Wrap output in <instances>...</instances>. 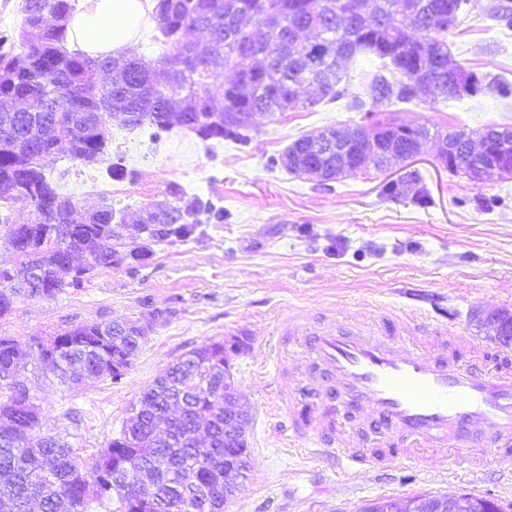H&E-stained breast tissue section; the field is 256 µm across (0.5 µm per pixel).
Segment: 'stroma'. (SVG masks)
<instances>
[{"label": "stroma", "mask_w": 512, "mask_h": 512, "mask_svg": "<svg viewBox=\"0 0 512 512\" xmlns=\"http://www.w3.org/2000/svg\"><path fill=\"white\" fill-rule=\"evenodd\" d=\"M499 3L512 6V0H467L447 40L467 71L512 84V26L491 13ZM372 109L373 120L428 128L421 155L394 175L349 173L327 189L268 161L304 134L364 124L363 113L340 101L259 118L244 145L204 142L178 128L133 129L117 114L98 163L59 150L47 168L50 178L77 217L100 203L123 214V247L141 243L137 225L196 196L221 204L224 221L154 244L151 264L140 271L101 269L55 297L16 299L0 319V334L27 352L20 378L42 432L60 436L89 467L168 365L202 344L238 340L242 349L230 366L236 401L251 414V467L224 512H359L380 498L463 491L512 504V459L490 454L466 472L453 456L430 452L418 468L369 467L344 476L335 455L315 458L299 448L276 404L287 374L307 370L304 360L276 349L284 319L309 329L325 316L369 319L437 307L467 342L491 349L486 330L470 321L472 310L512 309V177L476 183L434 163L437 133L512 126V96L488 91L456 100L431 90L410 103L378 102ZM118 157L133 178L106 176ZM390 179L404 183V194L383 193ZM31 213L23 200L0 208V269L17 268L8 239ZM145 319L152 329L115 382L61 383L40 371L30 347L32 337L79 325Z\"/></svg>", "instance_id": "obj_1"}]
</instances>
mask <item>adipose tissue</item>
<instances>
[{"mask_svg": "<svg viewBox=\"0 0 512 512\" xmlns=\"http://www.w3.org/2000/svg\"><path fill=\"white\" fill-rule=\"evenodd\" d=\"M152 12L153 0H82L67 25V37L92 57L125 55L151 24Z\"/></svg>", "mask_w": 512, "mask_h": 512, "instance_id": "1", "label": "adipose tissue"}]
</instances>
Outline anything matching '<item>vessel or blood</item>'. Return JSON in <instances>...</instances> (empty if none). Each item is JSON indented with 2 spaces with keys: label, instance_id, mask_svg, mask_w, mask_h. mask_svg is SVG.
<instances>
[{
  "label": "vessel or blood",
  "instance_id": "vessel-or-blood-1",
  "mask_svg": "<svg viewBox=\"0 0 512 512\" xmlns=\"http://www.w3.org/2000/svg\"><path fill=\"white\" fill-rule=\"evenodd\" d=\"M279 342L327 378L293 377L281 389L294 436L334 447L345 470L418 466L426 448L453 450L465 469L486 454L512 456L511 348L461 360L456 330L403 311L331 319L310 331L288 321ZM358 412L386 435L383 447H352L345 421Z\"/></svg>",
  "mask_w": 512,
  "mask_h": 512
}]
</instances>
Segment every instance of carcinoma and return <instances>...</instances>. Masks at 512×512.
<instances>
[{"label": "carcinoma", "instance_id": "cac0c4a2", "mask_svg": "<svg viewBox=\"0 0 512 512\" xmlns=\"http://www.w3.org/2000/svg\"><path fill=\"white\" fill-rule=\"evenodd\" d=\"M361 0H158L156 19L170 53L156 65L140 57H90L65 48V27L46 17L69 18L71 0H24L19 33L0 35V202L26 199L33 207L31 223L18 224L9 243L19 255L17 276H32L21 289L15 277L0 271V318L19 297H54L79 287L97 270L123 266L131 272L147 267L151 244L183 239L204 221L224 222V208L194 198L186 207L171 206L145 228L146 242L127 251L112 247L110 226L123 224L105 207L89 224L78 223L59 237L73 211L70 198L59 192L45 173L54 139L69 123H83L73 158L101 157L109 124L102 113H136L128 126L159 131L175 127L203 141L246 143L256 117L288 112L315 100L297 101L270 89L305 81L321 87V97L345 96L341 84L347 71L336 66V55L351 61L359 54L379 60L377 70L363 76L371 100L411 102L419 97L416 83L427 70L448 84L454 58L445 33L458 14L439 23L434 14L448 13V0H384L390 12L384 25L366 31L352 27ZM244 10L264 28L253 38L249 59L235 54V30L224 22L230 8ZM206 35L203 58L175 59L182 32ZM428 44L415 53L413 33ZM250 70L248 79L232 81L223 95L214 82L226 72ZM36 96L37 112H14L4 103ZM356 161L353 150L331 149L316 156V168H334ZM70 252L87 253L86 267L74 273L65 267ZM141 343L107 323L80 325L52 334L41 344L40 369L61 380L124 375ZM240 345L212 342L194 348L169 366L140 397L120 436L95 459L84 474L73 448L53 436H40L39 418L29 389L13 378L21 353L13 340L0 336V499L14 512H88L90 504L110 510L112 491H121L118 512H224L236 484L224 492V362ZM239 452L236 476L249 470L247 440L234 438Z\"/></svg>", "mask_w": 512, "mask_h": 512}]
</instances>
